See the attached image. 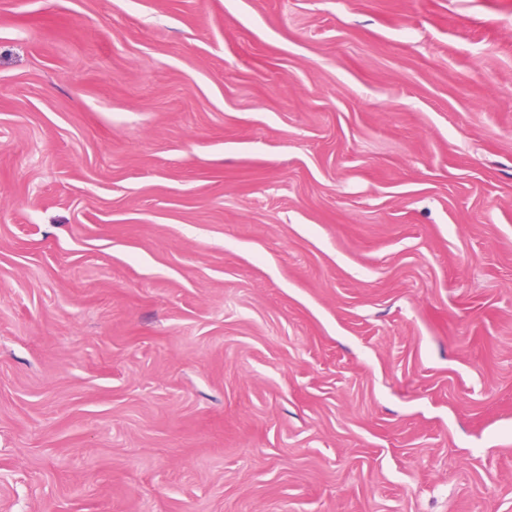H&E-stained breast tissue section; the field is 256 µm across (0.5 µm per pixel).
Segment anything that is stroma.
I'll use <instances>...</instances> for the list:
<instances>
[{
	"label": "stroma",
	"instance_id": "35a3bbf8",
	"mask_svg": "<svg viewBox=\"0 0 512 512\" xmlns=\"http://www.w3.org/2000/svg\"><path fill=\"white\" fill-rule=\"evenodd\" d=\"M0 512H512V0H0Z\"/></svg>",
	"mask_w": 512,
	"mask_h": 512
}]
</instances>
